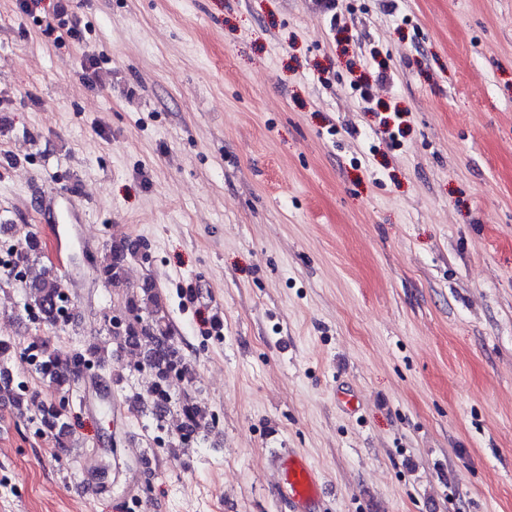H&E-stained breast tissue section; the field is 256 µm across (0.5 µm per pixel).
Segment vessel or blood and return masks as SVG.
I'll list each match as a JSON object with an SVG mask.
<instances>
[{
    "label": "vessel or blood",
    "instance_id": "1",
    "mask_svg": "<svg viewBox=\"0 0 512 512\" xmlns=\"http://www.w3.org/2000/svg\"><path fill=\"white\" fill-rule=\"evenodd\" d=\"M277 471V493L287 495L296 512H317L324 501L322 481L303 453L288 450L272 459Z\"/></svg>",
    "mask_w": 512,
    "mask_h": 512
}]
</instances>
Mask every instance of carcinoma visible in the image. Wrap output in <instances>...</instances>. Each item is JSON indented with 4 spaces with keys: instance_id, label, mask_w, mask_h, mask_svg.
<instances>
[{
    "instance_id": "cac0c4a2",
    "label": "carcinoma",
    "mask_w": 512,
    "mask_h": 512,
    "mask_svg": "<svg viewBox=\"0 0 512 512\" xmlns=\"http://www.w3.org/2000/svg\"><path fill=\"white\" fill-rule=\"evenodd\" d=\"M38 249V242L29 238L13 253V265L29 269L31 256ZM130 255L129 245L124 241L114 242L95 267L100 279L114 288H125V265ZM25 306L40 310L46 319L53 323L60 318L59 307L63 295L62 281L43 270L24 283ZM115 349L112 355L121 357L129 349H145L144 365L154 375V383L148 390L147 398L152 404L157 418L176 409L182 423L178 434L168 442V448L175 451L185 448L197 439L200 431L213 425V418L194 403L188 393L174 399L173 387L177 383L189 386L193 372L178 347L175 329L166 315L161 294L151 280H146L137 288H126L125 316L123 326L112 332ZM36 372L55 391L62 390L64 384L75 379L76 363H87L94 359L101 364L105 361V350L91 343L86 353L69 355L53 349L47 343L40 344ZM44 423L61 437L68 431L67 409L56 402L44 401L36 405Z\"/></svg>"
}]
</instances>
